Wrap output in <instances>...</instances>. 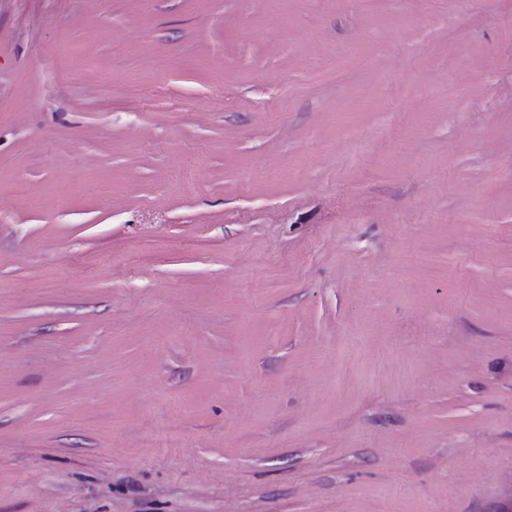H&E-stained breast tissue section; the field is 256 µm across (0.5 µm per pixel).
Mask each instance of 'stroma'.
I'll use <instances>...</instances> for the list:
<instances>
[{
  "label": "stroma",
  "instance_id": "obj_1",
  "mask_svg": "<svg viewBox=\"0 0 512 512\" xmlns=\"http://www.w3.org/2000/svg\"><path fill=\"white\" fill-rule=\"evenodd\" d=\"M511 15L0 0V512L511 499Z\"/></svg>",
  "mask_w": 512,
  "mask_h": 512
}]
</instances>
